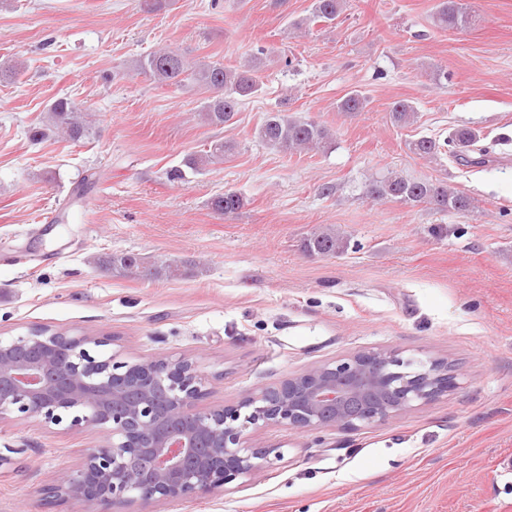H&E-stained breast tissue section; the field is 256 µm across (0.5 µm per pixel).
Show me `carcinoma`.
<instances>
[{"instance_id": "obj_1", "label": "carcinoma", "mask_w": 512, "mask_h": 512, "mask_svg": "<svg viewBox=\"0 0 512 512\" xmlns=\"http://www.w3.org/2000/svg\"><path fill=\"white\" fill-rule=\"evenodd\" d=\"M342 0H312L311 16L314 22L333 23L341 13ZM437 25L445 28L463 27L469 22L468 14L459 0H439L434 14ZM259 57L243 67H227L221 61L194 64L175 49L153 51L136 61L135 67L161 85H192L209 93L200 109L202 120L213 127L230 123L238 111L242 99L260 90L257 73L262 64ZM367 107L363 95L352 92L337 104L340 112H362ZM416 111L407 101L394 103L390 118L396 125H405L415 119ZM93 126L87 111L74 101L60 97L47 108L42 122L32 131L35 140L59 138L77 144L90 138ZM257 137L272 149L295 153L304 149L325 150L332 141L329 130L310 120H302L283 112H270L257 130ZM479 141L471 129H460L449 138L440 141L422 136L410 143V150L427 159L441 153L468 166L485 163L487 148L475 150L477 156L468 155V148ZM229 146L224 140L210 142L208 148L186 155L183 166L170 171L173 180H181L186 172L201 173L211 164L224 162ZM370 198L381 201L395 199L413 206L425 204L439 211L465 213L473 209V200L463 194L448 190L443 183L412 181L399 176H386L370 181ZM211 208L224 215L233 214L244 206L243 197L233 191L217 195L210 201ZM304 250L313 255L336 256L345 251L347 240L332 230L314 232L303 242ZM100 266L116 275L145 280L173 279L182 275L179 267L171 263H159L148 257L126 253L108 256L99 261Z\"/></svg>"}]
</instances>
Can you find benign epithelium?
Returning a JSON list of instances; mask_svg holds the SVG:
<instances>
[{
	"mask_svg": "<svg viewBox=\"0 0 512 512\" xmlns=\"http://www.w3.org/2000/svg\"><path fill=\"white\" fill-rule=\"evenodd\" d=\"M107 337L32 328L0 336V420L18 413L105 439L46 494L99 507L163 506L227 491L284 457L257 448L247 429L281 426L360 431L459 387L444 359L358 351L312 366L221 408L198 406L202 375L186 357L118 361Z\"/></svg>",
	"mask_w": 512,
	"mask_h": 512,
	"instance_id": "benign-epithelium-1",
	"label": "benign epithelium"
}]
</instances>
